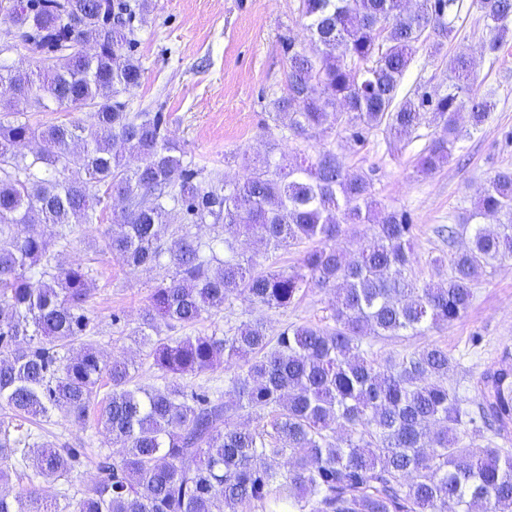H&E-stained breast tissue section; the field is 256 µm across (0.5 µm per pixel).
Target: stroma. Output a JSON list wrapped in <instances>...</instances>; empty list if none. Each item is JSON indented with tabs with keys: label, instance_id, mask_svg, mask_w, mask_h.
Instances as JSON below:
<instances>
[{
	"label": "stroma",
	"instance_id": "obj_1",
	"mask_svg": "<svg viewBox=\"0 0 512 512\" xmlns=\"http://www.w3.org/2000/svg\"><path fill=\"white\" fill-rule=\"evenodd\" d=\"M299 5V0H150L148 10L136 11L130 20L133 53L142 76L138 86L122 94V102L130 112L163 113L184 162L192 163L206 184L249 175L254 159L264 156L273 141L278 144L277 156L288 159L300 152L312 156L322 149L335 151L347 165L371 178L383 205L409 213L416 226L413 275L423 282L446 278L447 268L432 263L448 248L436 227L458 223L495 171L512 168V143L504 141L505 133L512 132V41L498 60H490L482 50L487 30L472 10L463 13L441 56L432 57L425 48L417 52L403 78V90H444L449 57L463 53L472 58L482 91L493 93L497 101L483 129L458 143L454 161L424 175L415 165L432 136L431 127L401 138L377 131L361 146L329 124L308 139H297L277 119L274 103L287 92L284 41L307 42ZM104 230L101 224L79 226L66 253L67 260L94 270L88 302L95 324L91 341L105 356L132 362L139 386L163 385L161 373L152 368L148 350L136 342L134 332L165 272L122 267L92 245ZM333 300V291L326 288L308 289L288 309H268L238 299L193 327L164 326L160 333L174 338L221 335L240 322L259 319L275 334L292 323L319 322ZM427 343L461 359L467 375L451 377L450 382L460 395L472 396L486 367L512 357V260L487 270L460 321L423 336L374 340L372 352L382 358ZM30 429L43 441L81 450V463L69 476L75 490L97 478L102 455L121 457L120 448L107 446L105 432L91 416L77 426L57 412Z\"/></svg>",
	"mask_w": 512,
	"mask_h": 512
}]
</instances>
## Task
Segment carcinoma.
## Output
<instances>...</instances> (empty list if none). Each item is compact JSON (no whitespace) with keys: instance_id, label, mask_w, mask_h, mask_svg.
<instances>
[{"instance_id":"carcinoma-1","label":"carcinoma","mask_w":512,"mask_h":512,"mask_svg":"<svg viewBox=\"0 0 512 512\" xmlns=\"http://www.w3.org/2000/svg\"><path fill=\"white\" fill-rule=\"evenodd\" d=\"M464 0H300L309 48L288 40V92L276 116L295 137L327 120L365 143L374 131L433 137L417 158L433 173L451 162L463 138L495 108L479 93L471 61L448 60V87L434 96L400 87L417 49L436 57L456 34ZM497 59L512 31V0H471ZM34 66L0 65V408L20 421L0 430V458H31L51 484L75 467L78 451L29 443L24 423L64 411L75 422L98 407V424L118 461L73 494L49 496L35 485L0 493V512H512V454L496 439L512 433V366L486 370L472 398L448 380L459 363L427 344L382 361L365 355L370 337L422 336L463 318L486 269L512 259V169L489 179L465 222L442 225L453 243L448 280L411 274L415 225L409 214L379 208L372 180L328 149L287 163L276 144L250 174L203 185L176 155L160 112H128L120 96L137 86L127 0H0ZM80 103L88 120L51 125L30 112ZM468 115L469 126L459 123ZM37 141L31 154L19 151ZM136 156L134 167L123 151ZM119 196L102 250L123 266L172 270L151 294L135 335L161 388L133 384L131 365L108 361L84 343L94 335L86 303L92 269L63 261L76 225L101 219ZM487 216L504 221L488 226ZM174 225L168 241L161 230ZM345 224L368 227L351 257L333 245ZM213 227L208 238L201 227ZM55 227V245L43 228ZM260 250L247 256L241 237ZM305 241L298 266L275 270L276 253ZM336 294L319 323L290 324L277 338L261 320L229 335L173 339L161 325L191 326L243 297L286 309L306 289ZM217 365L233 369L224 398L187 379ZM246 413L253 428L234 422Z\"/></svg>"}]
</instances>
